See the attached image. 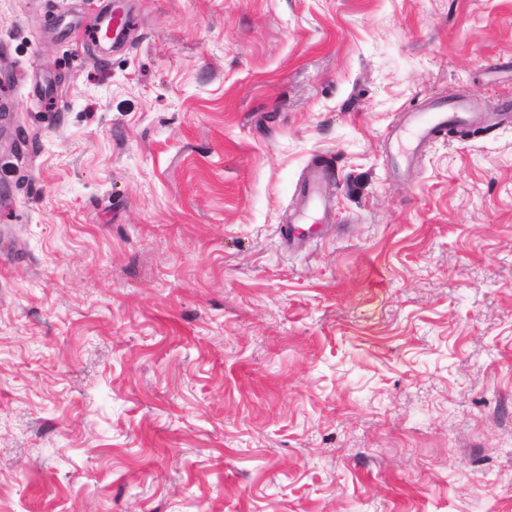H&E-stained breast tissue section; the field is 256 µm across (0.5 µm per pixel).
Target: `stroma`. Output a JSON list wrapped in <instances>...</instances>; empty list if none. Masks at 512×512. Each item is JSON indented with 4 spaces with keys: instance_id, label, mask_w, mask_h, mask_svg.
Listing matches in <instances>:
<instances>
[{
    "instance_id": "1",
    "label": "stroma",
    "mask_w": 512,
    "mask_h": 512,
    "mask_svg": "<svg viewBox=\"0 0 512 512\" xmlns=\"http://www.w3.org/2000/svg\"><path fill=\"white\" fill-rule=\"evenodd\" d=\"M121 6L0 0V512H512V0ZM131 18L124 14L118 5L112 7V11L104 14L98 24L95 32L92 33L90 39L100 40L110 38L111 34L117 35L123 29H129ZM471 118L469 100L465 98H458L448 105L436 103L426 111L406 113L403 125L397 130L398 140L404 134H409L412 137L411 150L414 154L438 131L450 125L467 124ZM329 173V164L323 160L315 164L309 171L308 177L301 189L302 211L299 214L300 221L296 224H288L285 233L288 236V247H303L308 241L305 231L300 229L302 225L312 221V224L325 222L330 213V206L323 195L324 183Z\"/></svg>"
}]
</instances>
